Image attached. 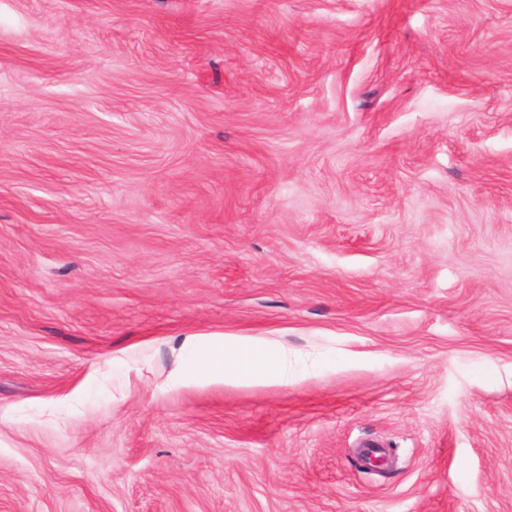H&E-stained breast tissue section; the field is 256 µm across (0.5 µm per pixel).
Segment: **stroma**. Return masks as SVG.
<instances>
[{"instance_id": "obj_1", "label": "stroma", "mask_w": 512, "mask_h": 512, "mask_svg": "<svg viewBox=\"0 0 512 512\" xmlns=\"http://www.w3.org/2000/svg\"><path fill=\"white\" fill-rule=\"evenodd\" d=\"M0 512H512V0H0ZM190 362L218 381L258 380L288 383V352L258 341L248 353L230 337L193 344Z\"/></svg>"}]
</instances>
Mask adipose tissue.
Instances as JSON below:
<instances>
[{
	"label": "adipose tissue",
	"mask_w": 512,
	"mask_h": 512,
	"mask_svg": "<svg viewBox=\"0 0 512 512\" xmlns=\"http://www.w3.org/2000/svg\"><path fill=\"white\" fill-rule=\"evenodd\" d=\"M190 361L204 368L212 379L222 382L258 380L284 383L290 369L285 350L260 341L246 352L230 337L195 343Z\"/></svg>",
	"instance_id": "obj_1"
}]
</instances>
